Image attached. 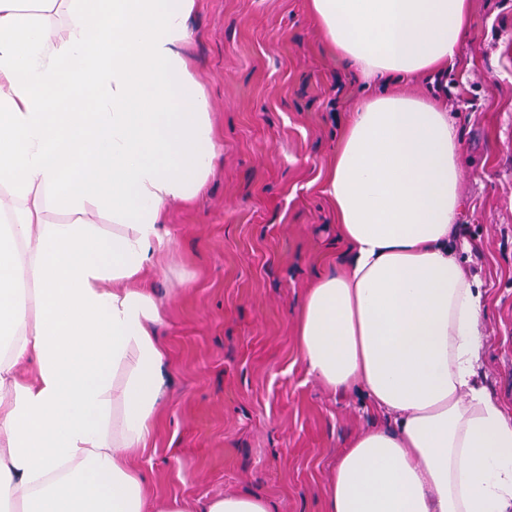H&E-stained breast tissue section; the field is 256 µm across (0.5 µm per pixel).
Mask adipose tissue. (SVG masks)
Returning a JSON list of instances; mask_svg holds the SVG:
<instances>
[{
  "label": "adipose tissue",
  "instance_id": "ef3b65f1",
  "mask_svg": "<svg viewBox=\"0 0 512 512\" xmlns=\"http://www.w3.org/2000/svg\"><path fill=\"white\" fill-rule=\"evenodd\" d=\"M0 0V498L19 512H148L129 456L163 394L155 300L134 287L168 201L196 194L215 146L178 51L192 0ZM367 94L321 192L346 246L307 291L309 375L366 399L372 425L337 457L323 512H512V416L481 378L485 290L459 239L462 137L391 80L462 68L471 0H311ZM111 213L40 222L43 207ZM38 286L25 334L19 272ZM113 281L115 289L104 286ZM33 364L24 380L16 369Z\"/></svg>",
  "mask_w": 512,
  "mask_h": 512
}]
</instances>
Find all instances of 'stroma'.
Listing matches in <instances>:
<instances>
[{
    "label": "stroma",
    "instance_id": "35a3bbf8",
    "mask_svg": "<svg viewBox=\"0 0 512 512\" xmlns=\"http://www.w3.org/2000/svg\"><path fill=\"white\" fill-rule=\"evenodd\" d=\"M467 67L405 93L446 102L464 138L459 236L489 305L484 383L512 414V0H473ZM182 52L209 103L216 154L201 193L173 200L152 286L168 349L164 397L136 465L161 512L227 494L322 512L342 448L376 423L355 391L307 374L295 342L306 291L343 247L320 191L362 94L309 0H193Z\"/></svg>",
    "mask_w": 512,
    "mask_h": 512
}]
</instances>
